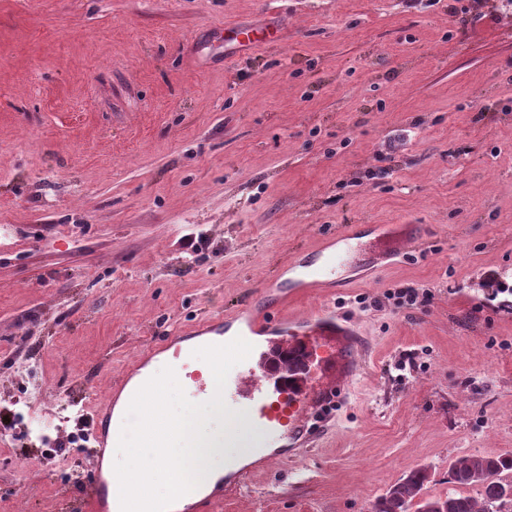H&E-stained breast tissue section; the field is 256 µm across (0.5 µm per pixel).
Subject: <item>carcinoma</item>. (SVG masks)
Here are the masks:
<instances>
[{
    "mask_svg": "<svg viewBox=\"0 0 512 512\" xmlns=\"http://www.w3.org/2000/svg\"><path fill=\"white\" fill-rule=\"evenodd\" d=\"M451 480L461 486H473L478 496L472 497L456 491L444 498H429L419 507L433 506L442 512H495L512 494V454L496 456L466 455L456 459L449 468ZM428 480L424 468L410 471L372 505V512H408L410 504L420 494Z\"/></svg>",
    "mask_w": 512,
    "mask_h": 512,
    "instance_id": "1",
    "label": "carcinoma"
}]
</instances>
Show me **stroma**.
Instances as JSON below:
<instances>
[{
    "label": "stroma",
    "instance_id": "stroma-1",
    "mask_svg": "<svg viewBox=\"0 0 512 512\" xmlns=\"http://www.w3.org/2000/svg\"><path fill=\"white\" fill-rule=\"evenodd\" d=\"M349 224L413 235L339 273L369 351L219 512H369L416 468L443 497L512 452V0H0V512H82L80 414Z\"/></svg>",
    "mask_w": 512,
    "mask_h": 512
}]
</instances>
